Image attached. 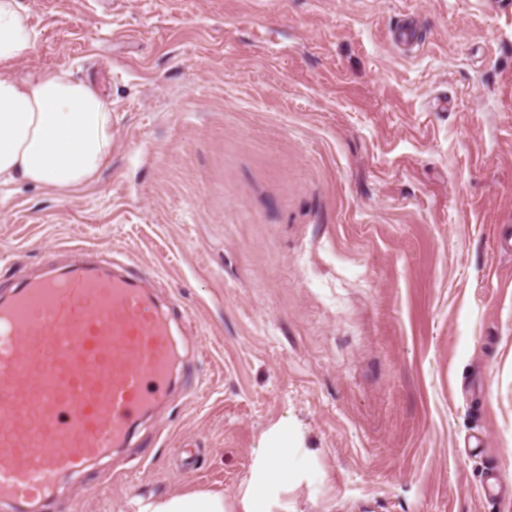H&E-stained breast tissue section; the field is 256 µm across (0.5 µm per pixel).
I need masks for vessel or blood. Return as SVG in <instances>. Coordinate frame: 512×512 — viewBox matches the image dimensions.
I'll return each mask as SVG.
<instances>
[{
	"label": "vessel or blood",
	"mask_w": 512,
	"mask_h": 512,
	"mask_svg": "<svg viewBox=\"0 0 512 512\" xmlns=\"http://www.w3.org/2000/svg\"><path fill=\"white\" fill-rule=\"evenodd\" d=\"M72 252L0 298V500L22 508L127 447L170 396L178 359L171 310L148 278Z\"/></svg>",
	"instance_id": "1"
}]
</instances>
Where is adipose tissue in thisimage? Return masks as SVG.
Masks as SVG:
<instances>
[{
  "label": "adipose tissue",
  "mask_w": 512,
  "mask_h": 512,
  "mask_svg": "<svg viewBox=\"0 0 512 512\" xmlns=\"http://www.w3.org/2000/svg\"><path fill=\"white\" fill-rule=\"evenodd\" d=\"M35 41L19 0H0V203L21 182L56 192L85 188L112 153V109L89 83L62 70L15 75ZM309 477V454L283 419L261 437L233 502L199 490L140 498L133 512H290L289 484Z\"/></svg>",
  "instance_id": "ef3b65f1"
}]
</instances>
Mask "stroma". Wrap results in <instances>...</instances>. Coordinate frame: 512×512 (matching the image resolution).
Here are the masks:
<instances>
[{"mask_svg":"<svg viewBox=\"0 0 512 512\" xmlns=\"http://www.w3.org/2000/svg\"><path fill=\"white\" fill-rule=\"evenodd\" d=\"M18 76L103 95L75 194L13 186L0 294L60 247L191 314L169 400L44 512L233 496L280 419L294 512H512V8L486 0H20Z\"/></svg>","mask_w":512,"mask_h":512,"instance_id":"1","label":"stroma"}]
</instances>
